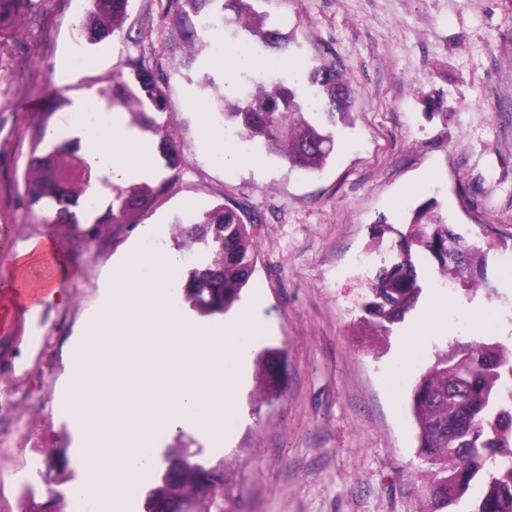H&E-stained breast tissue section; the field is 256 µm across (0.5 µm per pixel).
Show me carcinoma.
I'll return each mask as SVG.
<instances>
[{"mask_svg": "<svg viewBox=\"0 0 512 512\" xmlns=\"http://www.w3.org/2000/svg\"><path fill=\"white\" fill-rule=\"evenodd\" d=\"M130 0H90L83 31L93 43L121 30ZM184 22L190 43L205 44L204 34L222 26L238 42L258 53L291 54L298 30L284 32L261 5L273 0H169ZM36 0H0V29L9 31L15 16L33 11ZM127 75L112 85L108 106L131 113V126L160 136L157 144L169 175L152 186L144 181L107 183L105 212L95 218L79 210L76 182L86 190L92 172L79 155L78 143L45 140L53 113L35 116L30 168L40 175L25 179L30 207L53 213L50 224H67L71 232L92 241L101 224H127L150 211L178 178L181 147L162 134L164 114L174 111L163 80L145 57L131 58ZM269 88L237 89L222 95L217 111L224 128L251 147L264 151L290 171L323 170L336 146V128L348 122L349 92L336 62L315 61L298 82L273 71ZM416 216L410 231L400 234L396 252L374 279L365 319L375 331L390 333L413 310L422 293L412 246L437 262L442 275L466 271L472 285L486 282L483 267L473 265L471 250L448 242L451 227L432 215ZM257 224L244 222L232 207L219 205L194 215L184 233L198 244L189 265L186 299L202 315L226 314L255 272L253 251ZM418 454L430 465L418 490L419 512H447L468 498V512H512V352L499 343L455 344L436 354L416 382L411 396ZM211 484L208 512H235L224 469L184 451L167 457L155 485L145 493L144 512H193L194 489Z\"/></svg>", "mask_w": 512, "mask_h": 512, "instance_id": "carcinoma-1", "label": "carcinoma"}]
</instances>
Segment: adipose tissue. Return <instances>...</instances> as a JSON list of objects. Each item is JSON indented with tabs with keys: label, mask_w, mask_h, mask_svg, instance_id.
Instances as JSON below:
<instances>
[{
	"label": "adipose tissue",
	"mask_w": 512,
	"mask_h": 512,
	"mask_svg": "<svg viewBox=\"0 0 512 512\" xmlns=\"http://www.w3.org/2000/svg\"><path fill=\"white\" fill-rule=\"evenodd\" d=\"M209 64L223 73L224 91L228 94L234 92L236 79L244 70L271 68L295 77L305 71L299 59L259 57L245 46L227 45L220 36L212 44ZM199 131L209 144L212 165L222 169L260 165V158L233 135L215 134L205 121L201 122ZM47 137L55 141L64 138L78 141L82 157L93 175L100 179L119 183L152 179L159 173L153 149L129 127L124 112L109 108L90 93L73 102L69 112L49 127ZM64 256L62 244L46 236L32 238L15 256L10 280L0 283V300L10 304L21 298L35 307L58 300L61 283L67 275ZM450 306L447 295L432 294L399 337V349L388 372L389 383H396L422 355L426 337L447 333Z\"/></svg>",
	"instance_id": "ef3b65f1"
}]
</instances>
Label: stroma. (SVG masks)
<instances>
[{"mask_svg": "<svg viewBox=\"0 0 512 512\" xmlns=\"http://www.w3.org/2000/svg\"><path fill=\"white\" fill-rule=\"evenodd\" d=\"M31 14L0 37V279L20 246L50 235L67 246L76 280L59 301L9 317L0 328V512H43L64 504L83 480L77 437L53 403L67 373L79 326L99 303L112 261L152 225V246L190 255L178 219L226 204L254 221L256 270L242 301L261 297L274 328L248 367L240 394L243 423L230 447L217 450L198 432L178 429L158 456L199 451L222 465L238 512H418L416 480L427 470L417 453L407 402L414 379L447 337L428 340L416 364L391 391L389 362L402 331L371 335L359 324L396 229L421 209L451 224L479 250L501 311L493 341L512 348V288L500 266L512 261V0H279L271 13L297 30L295 55L323 56L341 66L350 90V125L340 127L325 168L314 175L265 159L262 168L212 167L197 132L191 98L213 109L222 74L191 48L168 0H131L120 36L89 44L78 27L79 0H36ZM194 64H187L189 52ZM93 56L79 79L64 73L68 56ZM157 63L174 112L165 115L182 146L173 188L131 224L101 225L87 242L31 212L22 178L28 170L31 115L20 103L102 94L127 73L129 58ZM443 99L447 120L428 119ZM436 183L399 208L392 199L423 170ZM394 229L375 242L371 227ZM424 290L448 287L458 310L485 302L484 292L445 284L436 263L419 258ZM283 351L272 401L260 392L266 352Z\"/></svg>", "mask_w": 512, "mask_h": 512, "instance_id": "stroma-1", "label": "stroma"}]
</instances>
